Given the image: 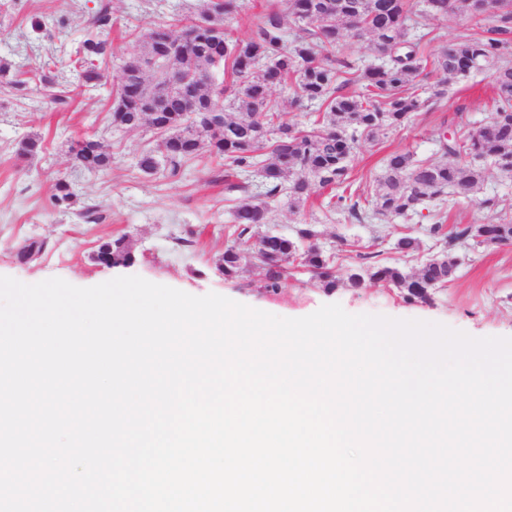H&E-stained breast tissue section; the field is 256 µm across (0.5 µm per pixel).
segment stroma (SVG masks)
Listing matches in <instances>:
<instances>
[{
	"mask_svg": "<svg viewBox=\"0 0 512 512\" xmlns=\"http://www.w3.org/2000/svg\"><path fill=\"white\" fill-rule=\"evenodd\" d=\"M204 3L112 0V56L104 66L106 74H115L138 52L139 38L147 29L169 23L178 13L197 16ZM97 5L98 0H0V59L11 62L28 79L22 91L0 83V275L26 284L60 278L78 287L137 275L194 296L213 292L286 318L305 317L322 305L337 303L353 315L437 322L476 338L512 337V245H456L460 264L453 279L424 302H407L394 287L345 284L349 271L362 265H395L417 272L429 255L444 249L440 235L430 232L433 224H441L447 233L490 219L512 222V178L492 165L476 197H445L408 220L359 221L329 214L324 190L298 208L289 207L284 198L273 203L268 223L254 227L253 236L274 233L292 238L302 225H311L317 246L336 274V288H325L312 273L292 266L281 288L270 290L265 267L249 253L238 274L225 278L224 247L233 241L234 204L224 194L223 161L205 154L188 161L176 177L145 175L136 158L155 148L159 137L145 126L113 129L111 85L57 104L41 81L47 75L56 90L69 89L75 79L70 60ZM36 20L42 25L38 34L31 30ZM479 31L476 19L468 16L428 15L410 38L431 59L449 41ZM443 80L448 83L446 97L409 114L400 128L379 136L377 142L363 139L356 144L349 166L358 193L372 196L388 153L409 151L418 159L441 162L445 156L435 140L438 132L461 138L488 120L492 72L446 80L430 66L418 83L427 88ZM29 137L39 138L42 149L26 158L19 149ZM85 137L98 139L111 151L110 170L90 173L75 165L69 145ZM60 175L71 182L80 204L99 207L105 215L103 223H86L77 208L63 212L53 207L51 187ZM486 197L497 198L494 211L479 208V200ZM403 236L416 238L418 251L399 252L396 243ZM119 237L134 262L117 267L98 263L99 245ZM33 241L42 242L43 250L19 259V251Z\"/></svg>",
	"mask_w": 512,
	"mask_h": 512,
	"instance_id": "obj_1",
	"label": "stroma"
}]
</instances>
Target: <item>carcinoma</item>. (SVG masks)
Here are the masks:
<instances>
[{"instance_id": "carcinoma-1", "label": "carcinoma", "mask_w": 512, "mask_h": 512, "mask_svg": "<svg viewBox=\"0 0 512 512\" xmlns=\"http://www.w3.org/2000/svg\"><path fill=\"white\" fill-rule=\"evenodd\" d=\"M424 9L413 12L410 0H278L254 16L245 39L228 37L224 22L239 13L242 0H209L195 18L176 14L165 27L141 35L140 51L113 75L111 124L135 129L144 124L165 134L156 150L139 155L141 172L153 176L179 174L181 165L203 153L227 162L224 194L236 197L233 223L236 243L224 249V277H234L242 260L239 246L251 240L253 227L268 223L269 204L285 197L290 207L305 202L314 189H330L325 208L359 219L361 196L349 182V158L356 143L374 141L400 126L407 116L426 104L413 92L428 61L408 40L419 15L465 14L484 21L483 34L450 41L432 65L443 76L465 78L483 70L494 71V112L489 120L464 139L451 138L444 154L455 163L418 160L410 152H393L385 159L368 204L373 215L407 217L420 206L449 194L469 198L484 181L486 166L512 175V0H422ZM293 18L297 30L288 39L284 17ZM112 28L111 0H99L85 39L72 60L77 86L95 88L105 79L101 63L112 55V43L103 34ZM367 35L386 62L359 68L346 56L332 51L343 38ZM230 75L217 77L218 69ZM294 85L293 104L317 102L324 107L309 130L283 119L271 99L276 84ZM349 83L361 85L356 94H343ZM241 111L232 119L227 112ZM268 151L275 161L259 164ZM76 164L88 171L112 167V153L96 139L84 138L69 147ZM77 196L63 178L54 181L50 201L69 209ZM315 232L298 231V239L268 234L256 243V258L267 268L268 287L275 290L295 263L336 287L328 261L312 243ZM448 246L457 241L503 245L512 242V222H484L479 227H457L447 235ZM96 261L109 266L128 265L134 255L120 237L100 245ZM458 266L453 252L427 259L415 274L400 267L375 265L356 268L347 283L365 281L402 290L406 299L426 300L430 291L452 280Z\"/></svg>"}]
</instances>
